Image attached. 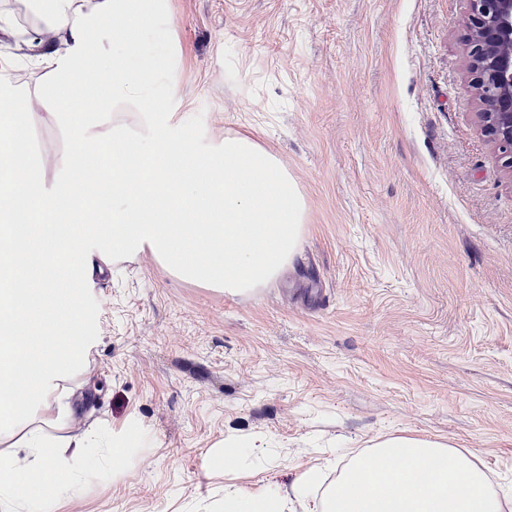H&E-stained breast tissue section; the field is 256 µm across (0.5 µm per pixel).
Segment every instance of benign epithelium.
I'll return each instance as SVG.
<instances>
[{
	"instance_id": "1",
	"label": "benign epithelium",
	"mask_w": 512,
	"mask_h": 512,
	"mask_svg": "<svg viewBox=\"0 0 512 512\" xmlns=\"http://www.w3.org/2000/svg\"><path fill=\"white\" fill-rule=\"evenodd\" d=\"M468 69L484 132L512 165V0H468Z\"/></svg>"
}]
</instances>
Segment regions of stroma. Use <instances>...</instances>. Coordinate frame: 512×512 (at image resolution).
I'll use <instances>...</instances> for the list:
<instances>
[{"label": "stroma", "instance_id": "35a3bbf8", "mask_svg": "<svg viewBox=\"0 0 512 512\" xmlns=\"http://www.w3.org/2000/svg\"><path fill=\"white\" fill-rule=\"evenodd\" d=\"M1 11L10 79L34 84L27 11ZM468 15V0H166L177 121L204 145L252 136L297 182L305 228L248 292L147 251L98 277L73 430L99 446L79 496L47 487L56 512H217L229 485L320 512L392 436L472 451L512 488V169L469 86ZM54 110L35 102L31 130L49 176L70 144ZM116 438L132 452L113 470Z\"/></svg>", "mask_w": 512, "mask_h": 512}]
</instances>
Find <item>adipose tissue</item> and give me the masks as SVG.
I'll return each instance as SVG.
<instances>
[{"label": "adipose tissue", "mask_w": 512, "mask_h": 512, "mask_svg": "<svg viewBox=\"0 0 512 512\" xmlns=\"http://www.w3.org/2000/svg\"><path fill=\"white\" fill-rule=\"evenodd\" d=\"M153 2L38 0L48 35L28 49L41 80L0 84V512H53L48 484L76 493L87 442L73 432L74 396L96 344L87 296L97 273L147 251L179 278L250 291L277 278L303 234L297 182L254 138L203 147L191 130L172 135L151 90L161 81L174 94L175 77L137 54L162 28L163 0ZM113 44L124 51L98 78L97 109H76L74 77ZM44 96L77 147L111 126L103 163L67 161L46 178L29 149L31 103ZM126 104L141 109L138 134L119 111ZM505 503L474 452L397 436L352 460L324 512H504ZM223 512H284V503L270 489L229 487Z\"/></svg>", "instance_id": "adipose-tissue-1"}]
</instances>
